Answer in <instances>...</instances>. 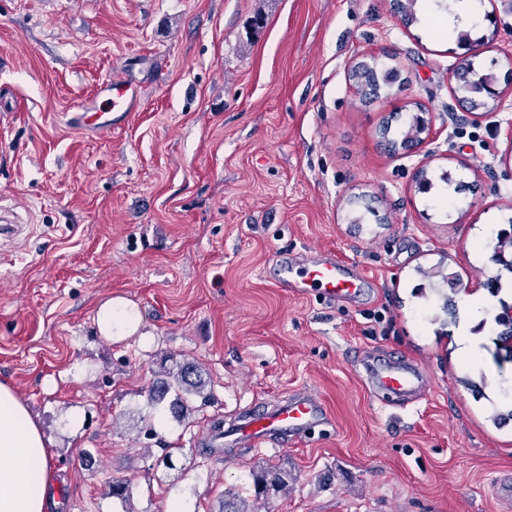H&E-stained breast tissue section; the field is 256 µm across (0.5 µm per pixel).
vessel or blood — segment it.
Returning a JSON list of instances; mask_svg holds the SVG:
<instances>
[{"instance_id": "obj_1", "label": "vessel or blood", "mask_w": 512, "mask_h": 512, "mask_svg": "<svg viewBox=\"0 0 512 512\" xmlns=\"http://www.w3.org/2000/svg\"><path fill=\"white\" fill-rule=\"evenodd\" d=\"M136 109V94L122 78L104 79L94 96L81 102L71 121L81 130L103 134L128 124ZM281 288L295 297L317 294L326 303L346 302L361 292L359 275L335 255L299 262L277 263ZM364 370L370 389L385 403L395 404L420 397L428 387V376L420 365L398 354L378 355L367 361ZM327 418L321 402L312 394L299 392L273 409L247 413L227 430L210 437L212 447L242 446L259 449L286 446L291 441H314L316 429Z\"/></svg>"}]
</instances>
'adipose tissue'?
Returning <instances> with one entry per match:
<instances>
[{
  "label": "adipose tissue",
  "mask_w": 512,
  "mask_h": 512,
  "mask_svg": "<svg viewBox=\"0 0 512 512\" xmlns=\"http://www.w3.org/2000/svg\"><path fill=\"white\" fill-rule=\"evenodd\" d=\"M105 337L127 336L139 328L135 307L110 299L96 314ZM52 441L11 385L0 382V512H49L53 498Z\"/></svg>",
  "instance_id": "1"
}]
</instances>
